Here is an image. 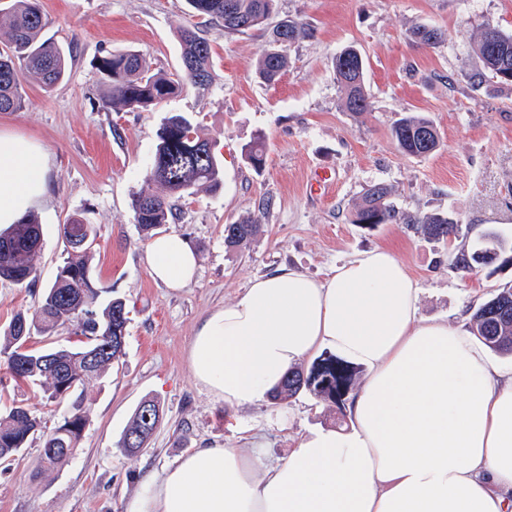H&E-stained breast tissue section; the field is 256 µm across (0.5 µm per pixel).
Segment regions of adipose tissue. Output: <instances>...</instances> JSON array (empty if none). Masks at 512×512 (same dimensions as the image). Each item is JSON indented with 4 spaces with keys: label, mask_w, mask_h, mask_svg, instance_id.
Here are the masks:
<instances>
[{
    "label": "adipose tissue",
    "mask_w": 512,
    "mask_h": 512,
    "mask_svg": "<svg viewBox=\"0 0 512 512\" xmlns=\"http://www.w3.org/2000/svg\"><path fill=\"white\" fill-rule=\"evenodd\" d=\"M46 156L0 133V227L45 193ZM155 278L182 288L198 256L181 235L148 247ZM406 267L375 248L316 280L255 278L206 316L193 381L229 407L253 405L320 349L365 369L345 431L304 435L270 463L262 447L200 448L126 512H512V366L492 363L467 325L421 317Z\"/></svg>",
    "instance_id": "adipose-tissue-1"
}]
</instances>
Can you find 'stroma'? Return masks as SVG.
Instances as JSON below:
<instances>
[{
    "mask_svg": "<svg viewBox=\"0 0 512 512\" xmlns=\"http://www.w3.org/2000/svg\"><path fill=\"white\" fill-rule=\"evenodd\" d=\"M45 36L74 47L67 77L51 91L23 86L24 105L0 113V131L38 144L46 154L45 199L34 208L44 229L36 259L37 287L0 281V328L33 310L66 258L59 226L78 216L94 228L93 276L126 304L124 355L87 396L90 420L76 453L57 468L38 467L40 439L0 464V512H125L158 475L200 448H249L262 442L269 459L284 457L318 428L343 429L345 406L300 392L284 402L224 407L196 385L188 351L198 323L234 301L258 276L291 268L314 279L375 248L391 251L417 280L419 313L451 323L472 319L500 285L512 283V253L463 273L452 255L471 251L479 236L498 232L512 243V85L481 81L472 52L481 24L512 33V0H279L278 14L310 28L288 48L289 66L274 84L255 78L253 64L266 28L228 34L209 24L213 78L187 87L149 110H96L102 87L93 67L113 51L139 52L154 72L181 65L177 27L193 25L186 0H42ZM445 30L429 48L410 38L417 26ZM357 46L366 64L371 109H345L333 62ZM179 113L216 142L224 176L214 192L175 203L159 234L177 233L198 253L195 279L173 289L156 282L147 247L132 220L131 200L145 189V171L164 119ZM420 113L442 145L426 158L395 147L399 115ZM264 138L267 161L254 170L245 149ZM332 179L321 193L315 171ZM383 183L402 212L459 213L451 243L430 241L403 224L353 223L365 188ZM252 216L258 234L229 247L225 225ZM0 361V407L20 402L54 427L65 404H46L39 389L17 390ZM156 400L163 413L148 446L130 456L118 442L138 404Z\"/></svg>",
    "mask_w": 512,
    "mask_h": 512,
    "instance_id": "35a3bbf8",
    "label": "stroma"
}]
</instances>
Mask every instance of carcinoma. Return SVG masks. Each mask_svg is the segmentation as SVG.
<instances>
[{
	"label": "carcinoma",
	"instance_id": "1",
	"mask_svg": "<svg viewBox=\"0 0 512 512\" xmlns=\"http://www.w3.org/2000/svg\"><path fill=\"white\" fill-rule=\"evenodd\" d=\"M277 0H187L194 13L207 21L220 23L224 32L237 33L265 24ZM6 20L8 41L0 48V112H17L24 99L22 84L34 83L49 90L61 82L68 71L73 49L65 48L43 36L44 18L41 0H13L0 14ZM288 22V39L277 44L279 26L268 35L267 47L256 61V75L271 84L288 69V46L301 38L312 37L310 29L294 19ZM418 26L411 32L414 42L424 46L439 45L447 40L440 28L432 35ZM181 45V74L171 77L151 72L135 51L113 52L98 59L104 93L97 109L118 107L145 109L182 92L190 83L207 85L212 78V48L197 25L178 26ZM474 53L482 64V77L498 83L512 84V34L486 22L475 40ZM336 82L344 107L350 112H367L370 102L365 90L364 60L351 52L337 56L334 62ZM429 135L423 143L420 134ZM391 135L404 155L425 158L441 146V136L429 118L409 113L394 121ZM216 142L202 136L182 114L165 118L157 132L155 154L146 169L147 189L132 201L133 219L142 237L149 238L172 217L171 199L195 194L200 189L215 190L221 184L222 164L215 150ZM250 164L261 169L266 162L263 139L246 149ZM392 191L377 183L365 189L355 204L352 223L365 224L371 217L378 224H406L428 240L446 241L458 235L460 220L448 221L442 213L408 214L391 201ZM259 230L254 218H244L224 225V242L239 246L251 240ZM61 233L70 251L58 267L52 284L46 288L38 306L30 313H17L7 327L0 330V357L5 358L7 372L16 386L38 387L47 400L60 395L66 385L67 412L49 431L42 433L40 466L53 469L68 460L79 447L89 420L86 395L92 391L124 353L128 317L125 303L113 298L98 302L102 290L91 276L93 226L72 218L62 225ZM42 227L38 216L30 212L20 221L0 232V280L31 288L39 282L35 257L41 250ZM502 249V241L493 232L485 233L469 254L454 257V266L464 272L473 270L481 253ZM66 329L78 338L79 345H57L49 349L25 346L37 334L52 337ZM472 332L490 350L512 353V285H505L474 313ZM99 351V358L87 366L86 355ZM355 368L328 354L315 359L305 370L293 369L273 390L272 398L286 400L301 391L333 404L341 401L352 385ZM151 413V421L144 412ZM160 419L159 405L145 400L136 408L124 431L119 447L137 452L146 447ZM41 429V419L26 407L13 404L0 411V460L8 461L26 447L30 437Z\"/></svg>",
	"mask_w": 512,
	"mask_h": 512
}]
</instances>
